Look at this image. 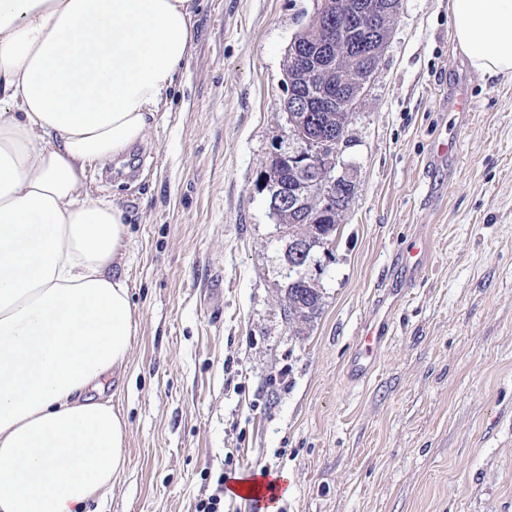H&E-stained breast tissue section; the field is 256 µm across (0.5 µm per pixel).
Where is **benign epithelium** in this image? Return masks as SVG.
Instances as JSON below:
<instances>
[{"label": "benign epithelium", "mask_w": 512, "mask_h": 512, "mask_svg": "<svg viewBox=\"0 0 512 512\" xmlns=\"http://www.w3.org/2000/svg\"><path fill=\"white\" fill-rule=\"evenodd\" d=\"M314 22L288 48V92L283 102L286 126L259 179V188L275 199L274 210L287 217L305 212L322 213L338 228L339 188L353 182L351 168L341 160L344 119L358 102L374 69L364 64L365 54L348 55L339 67L322 66L316 56L340 54L358 30L373 26L376 17H394L400 2L315 0ZM314 112L326 113L327 122L316 123ZM290 166L299 177V191L283 190L280 168ZM285 274L292 279L307 275L317 265L315 254L299 239H288Z\"/></svg>", "instance_id": "1"}]
</instances>
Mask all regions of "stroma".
Wrapping results in <instances>:
<instances>
[{
	"label": "stroma",
	"mask_w": 512,
	"mask_h": 512,
	"mask_svg": "<svg viewBox=\"0 0 512 512\" xmlns=\"http://www.w3.org/2000/svg\"><path fill=\"white\" fill-rule=\"evenodd\" d=\"M314 0H196L191 58L146 139L85 192L129 226L138 333L103 396L125 470L88 512H266L234 478L284 473L277 512H512V75L457 49L448 0H401L346 125L354 195L289 329L285 243L258 187L286 124L288 46ZM467 90L471 112L451 102ZM449 143L437 157L436 144ZM427 259L405 271L415 238ZM369 377L347 364L373 314ZM386 325V319L377 316L365 323L359 346L347 368V374L352 381H364L371 373L379 352L387 341Z\"/></svg>",
	"instance_id": "stroma-1"
}]
</instances>
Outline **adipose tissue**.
I'll list each match as a JSON object with an SVG mask.
<instances>
[{"mask_svg":"<svg viewBox=\"0 0 512 512\" xmlns=\"http://www.w3.org/2000/svg\"><path fill=\"white\" fill-rule=\"evenodd\" d=\"M449 15L471 67L512 74V0ZM194 40V0H0V512H84L126 467L87 391L138 331L128 226L85 180L146 138Z\"/></svg>","mask_w":512,"mask_h":512,"instance_id":"obj_1","label":"adipose tissue"}]
</instances>
